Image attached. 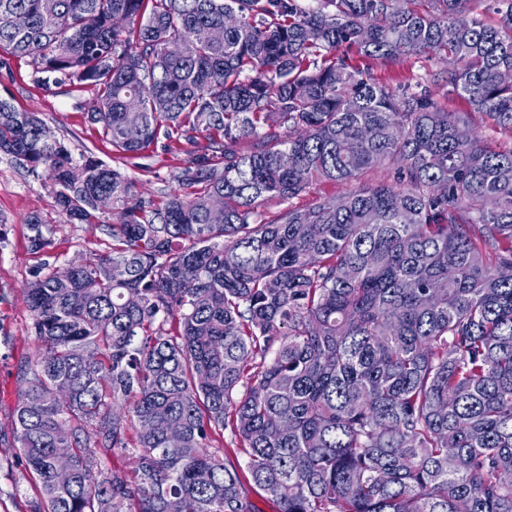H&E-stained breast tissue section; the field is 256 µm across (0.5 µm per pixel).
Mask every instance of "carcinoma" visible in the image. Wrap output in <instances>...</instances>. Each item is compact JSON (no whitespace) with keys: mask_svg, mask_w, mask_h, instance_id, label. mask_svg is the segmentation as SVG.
<instances>
[{"mask_svg":"<svg viewBox=\"0 0 512 512\" xmlns=\"http://www.w3.org/2000/svg\"><path fill=\"white\" fill-rule=\"evenodd\" d=\"M482 4L0 0V50L90 88L121 159L187 155L157 202L0 99V154L71 221L98 224L102 194L117 219L112 253L23 289L36 348L13 429L34 512H256L257 491L279 512H512V147L334 55L452 57L448 93L512 133V0H491L492 23ZM383 166L406 185L264 217ZM226 430L246 483L211 451ZM117 452L130 469L107 467Z\"/></svg>","mask_w":512,"mask_h":512,"instance_id":"carcinoma-1","label":"carcinoma"}]
</instances>
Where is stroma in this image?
<instances>
[{"label":"stroma","instance_id":"1","mask_svg":"<svg viewBox=\"0 0 512 512\" xmlns=\"http://www.w3.org/2000/svg\"><path fill=\"white\" fill-rule=\"evenodd\" d=\"M7 62V67H0V99L8 100L19 110L38 113L73 157L87 154L114 165L111 144L100 125L88 118L91 89L68 84L45 86L35 82L30 58L11 55ZM446 69V63L437 56L426 55L375 65L372 76L394 87L427 88L442 108L463 110L465 101L448 93ZM184 158V153L167 154L152 146L142 151L130 173L144 196L159 200L175 188L174 176ZM354 188L351 182L317 180L307 193L290 201L268 200L263 212L271 218L286 206L304 208L320 200H336ZM35 214L51 227L54 253L60 264L84 263L110 253L112 248V239L104 230L105 224L111 223V216L102 215L98 228L70 223L57 207L44 178L0 155V512H33L31 480L18 460L12 415L22 387L25 360L34 349L32 316L22 290L44 261L29 246L28 220Z\"/></svg>","mask_w":512,"mask_h":512}]
</instances>
